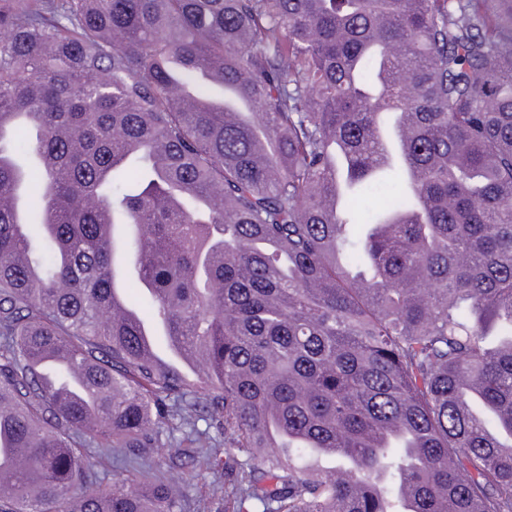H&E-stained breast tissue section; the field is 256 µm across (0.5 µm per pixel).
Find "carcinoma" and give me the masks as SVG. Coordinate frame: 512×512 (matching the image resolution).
<instances>
[{"label": "carcinoma", "instance_id": "1", "mask_svg": "<svg viewBox=\"0 0 512 512\" xmlns=\"http://www.w3.org/2000/svg\"><path fill=\"white\" fill-rule=\"evenodd\" d=\"M163 435L224 512H512V0H0V512H185Z\"/></svg>", "mask_w": 512, "mask_h": 512}]
</instances>
